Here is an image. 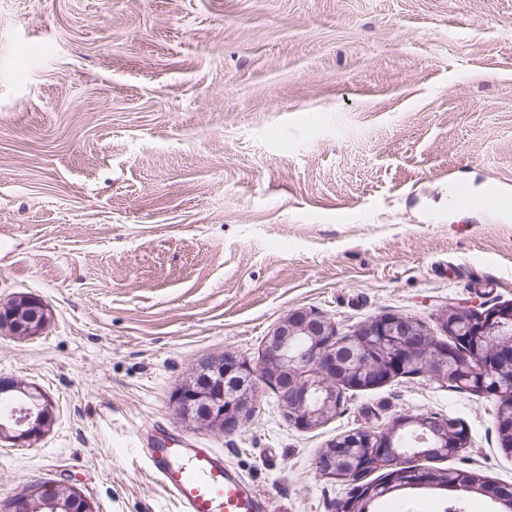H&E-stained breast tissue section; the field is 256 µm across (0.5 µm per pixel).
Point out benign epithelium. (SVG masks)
<instances>
[{
  "label": "benign epithelium",
  "instance_id": "1",
  "mask_svg": "<svg viewBox=\"0 0 512 512\" xmlns=\"http://www.w3.org/2000/svg\"><path fill=\"white\" fill-rule=\"evenodd\" d=\"M46 311L36 299L9 303L0 313L16 335L31 336L43 326ZM439 323L448 336L455 337L450 349L436 345L431 332L418 320L396 313H385L360 325L350 340L354 348L339 347L346 341L337 336L336 326L323 315L295 310L279 321L265 340L262 360L252 365L236 352L227 350L224 358L207 363L194 376L184 380L173 397L182 420L189 425L206 426L226 435L239 432L247 423L256 402L257 384L272 388L289 424L301 431L317 428L336 416L339 402L336 381L346 378L371 379L385 383L403 375L414 364L432 369V375L454 386L477 388L500 399L498 425L502 427L501 447H512V375L502 378L512 367V305L497 306L482 313L452 308ZM22 394L28 405L11 408L0 418V437L27 441L41 433L51 418L49 404L20 385L0 378V396ZM414 425L432 442L428 453L448 456V440L461 443L468 438L466 428L457 422L429 415H403L384 431H358L359 437L339 449L320 450L315 471L320 477H339L352 484L351 494L338 501L335 512H368L369 505L397 487H436L441 482L415 467L422 458L418 452H402L388 447L395 432ZM376 451V467L395 469L402 479L389 483H366L363 449ZM488 494L504 508L512 507V488L494 485ZM11 512H93L78 491L62 485L36 487L16 499Z\"/></svg>",
  "mask_w": 512,
  "mask_h": 512
}]
</instances>
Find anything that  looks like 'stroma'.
Returning <instances> with one entry per match:
<instances>
[{
  "instance_id": "stroma-1",
  "label": "stroma",
  "mask_w": 512,
  "mask_h": 512,
  "mask_svg": "<svg viewBox=\"0 0 512 512\" xmlns=\"http://www.w3.org/2000/svg\"><path fill=\"white\" fill-rule=\"evenodd\" d=\"M512 193V0H0V376L53 421L0 439V512L40 485L94 512H179L144 451L154 421L222 451L272 512H333L336 436L452 417L465 452L432 469L512 485L500 401L428 373L346 391L310 431L261 388L231 436L186 425L177 385L316 311L347 335L386 312L436 327L512 304V215L454 212L452 184ZM501 512L402 488L371 512ZM6 322L15 335H35L46 321V311L36 299H20L9 303L0 313V323Z\"/></svg>"
}]
</instances>
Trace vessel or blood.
Wrapping results in <instances>:
<instances>
[{
	"mask_svg": "<svg viewBox=\"0 0 512 512\" xmlns=\"http://www.w3.org/2000/svg\"><path fill=\"white\" fill-rule=\"evenodd\" d=\"M463 205L495 213L503 206L497 184L471 198L460 191ZM157 438L146 451L153 476L177 502L179 512H267L264 497L224 462L221 454L200 448L156 425Z\"/></svg>",
	"mask_w": 512,
	"mask_h": 512,
	"instance_id": "vessel-or-blood-1",
	"label": "vessel or blood"
}]
</instances>
